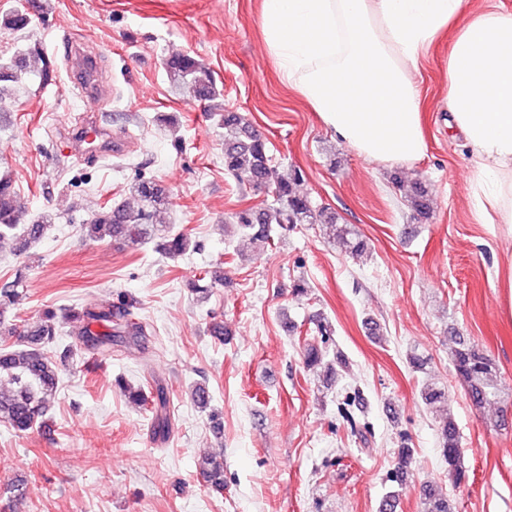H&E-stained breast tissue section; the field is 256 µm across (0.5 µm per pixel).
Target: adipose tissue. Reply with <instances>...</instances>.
I'll list each match as a JSON object with an SVG mask.
<instances>
[{
	"label": "adipose tissue",
	"mask_w": 512,
	"mask_h": 512,
	"mask_svg": "<svg viewBox=\"0 0 512 512\" xmlns=\"http://www.w3.org/2000/svg\"><path fill=\"white\" fill-rule=\"evenodd\" d=\"M471 0H262L283 83L359 155L410 164L427 149L412 75L444 32L448 123L471 149L473 207L512 224V9Z\"/></svg>",
	"instance_id": "adipose-tissue-1"
}]
</instances>
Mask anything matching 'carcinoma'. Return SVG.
I'll return each instance as SVG.
<instances>
[{
	"label": "carcinoma",
	"instance_id": "cac0c4a2",
	"mask_svg": "<svg viewBox=\"0 0 512 512\" xmlns=\"http://www.w3.org/2000/svg\"><path fill=\"white\" fill-rule=\"evenodd\" d=\"M31 23L28 12L13 9L0 15V27L10 30H24ZM164 67L171 85L183 89L196 98L209 103L211 115L219 117L224 125V170L238 181L256 189L272 193L273 202L259 210L251 208L235 212L231 219L237 229L246 233L250 241L260 248L265 247L276 235L284 236L299 224H323L326 234L353 255L367 251V242L354 229L338 224L336 214L317 207L312 200L296 190L299 173L284 176L271 163L265 139L253 129L240 112L224 111L221 90L205 65L189 53L175 52L164 61ZM45 79L49 69L38 50L30 55L9 61H0V97L5 95L8 84L19 86L34 70ZM131 192L142 202L138 209L123 204L104 206L83 224L86 236L101 239L105 236L121 239L131 245H139L158 238L161 251L170 258H177L189 249L196 248V242L186 233L173 232L169 227L157 223L170 205V191L160 182L136 180ZM17 194L13 180L0 175V245L7 242L19 243L18 250L39 241L47 226L48 217H39L27 225L23 235H16L19 220ZM410 198L420 213L430 209L426 190L418 183L411 186ZM21 282L17 279L0 286V316L4 310L19 304L23 297ZM136 301L127 297L117 305L111 304L99 309H86L69 320L70 333L86 349L99 354L112 351V343L121 337H129L137 344L145 337V327L133 319L132 309ZM61 330L57 314L45 310L39 318L26 326L20 344L0 348V377H8L13 388L0 390V422L7 424L16 433L33 429L48 412L58 388L57 361L48 355L47 347L53 344ZM452 358L457 376L462 380L466 394L478 408L504 400L505 389L501 384L499 368L484 349L467 337L455 334L452 337ZM118 386L131 395L134 402L144 406L153 403L155 408L154 430L165 436L171 429V418L167 412V393L162 385L146 393L140 387L133 388L123 379ZM422 403L430 410H437L448 403V392L442 386L427 383L420 390ZM191 399L202 411L209 409L211 396L203 384L193 386ZM439 448L448 465V482L453 486L463 484L467 479L460 448L459 431L451 417H446L438 428ZM413 451L406 441H401L397 452L396 466L390 474V482L397 489L389 492L382 503L380 512H395L399 503V489L406 485L412 472ZM199 471L212 492L224 494V462L215 453L199 462ZM423 512H452L448 494L438 487L428 485L422 490Z\"/></svg>",
	"mask_w": 512,
	"mask_h": 512
}]
</instances>
